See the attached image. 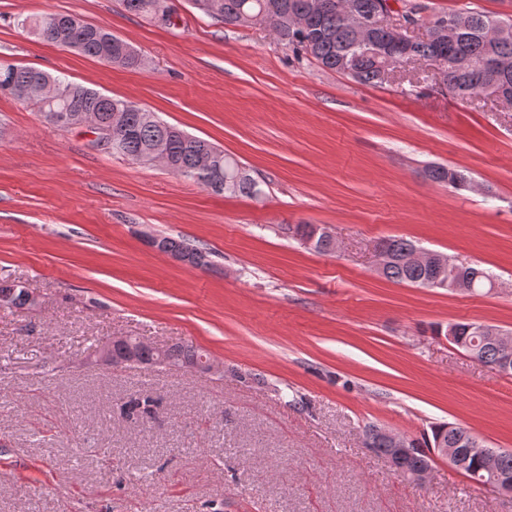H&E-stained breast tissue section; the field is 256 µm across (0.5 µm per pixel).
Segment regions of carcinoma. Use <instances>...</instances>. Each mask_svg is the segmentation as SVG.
<instances>
[{"label":"carcinoma","mask_w":512,"mask_h":512,"mask_svg":"<svg viewBox=\"0 0 512 512\" xmlns=\"http://www.w3.org/2000/svg\"><path fill=\"white\" fill-rule=\"evenodd\" d=\"M128 12L154 17L157 6L166 0H120ZM207 4L202 12L226 26H242L253 18L269 25L274 37L283 44L313 57L324 68L344 74L353 67L352 78L366 85H378L382 68L394 69L401 64L393 55L377 57L373 46L358 42L357 35L341 24L346 5L367 12L378 0H200ZM448 18L455 19L458 34L450 46L440 45L436 32L438 25ZM497 16L478 11L451 10L436 15L430 22L429 35L412 44V55L432 62L447 72L445 88L460 101L467 100L481 91L484 80L495 78L512 90V66L504 71L496 69L500 61L512 63V39L494 38L492 29ZM18 24L27 28L39 39L54 45L74 49L84 55L105 61L117 67L140 69L145 66L143 54L125 40L114 36L107 27L91 24L77 15L46 13L26 17ZM0 92L29 103L39 110L50 124L53 117L63 114L86 113L98 116L111 129L112 144L109 150L135 162H150L162 153L164 167L170 172L189 178L206 189L233 196L257 197L260 186L250 179H242L231 188L221 190L215 184L224 182L226 173L237 169L240 161L210 142L192 136L171 125L127 99L101 94L84 85L60 76H52L33 67L19 66L0 61ZM120 113L121 120L113 122L112 115ZM433 182L446 184L459 191L472 187L471 179L464 173L446 166H432L425 172ZM393 255L383 275L396 282L417 285L433 274L428 265L410 262L415 244L403 238L383 240ZM155 246L170 254L189 258L198 266L199 247L171 237H161ZM14 308L30 305L24 286L9 280L0 281V302ZM479 362L492 368L505 352V347L487 341L478 348ZM204 354L193 346L174 345L162 352L152 345L138 349L141 364H161L185 361L197 363ZM154 399L137 395L127 402L128 414L149 417ZM464 428L448 423L431 426V433L410 438L405 450L393 447L382 428L370 425L365 430L368 447L387 459H392L410 474L423 469L429 461L431 448L437 438L454 448L463 437Z\"/></svg>","instance_id":"1"}]
</instances>
